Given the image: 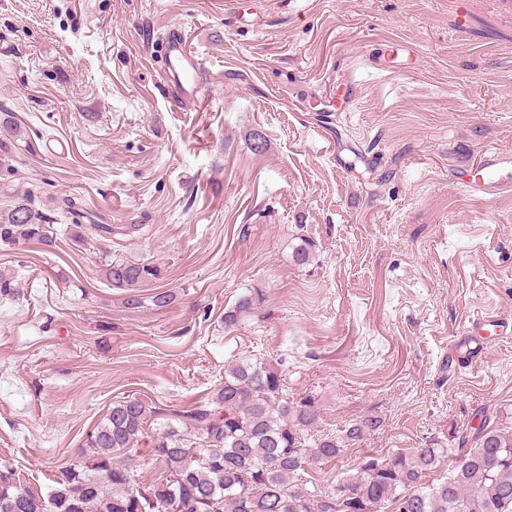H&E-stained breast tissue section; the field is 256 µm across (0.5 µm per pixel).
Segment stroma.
<instances>
[{
	"label": "stroma",
	"instance_id": "obj_1",
	"mask_svg": "<svg viewBox=\"0 0 512 512\" xmlns=\"http://www.w3.org/2000/svg\"><path fill=\"white\" fill-rule=\"evenodd\" d=\"M174 27L207 71L198 108L169 102ZM4 112L28 138L0 149V208L66 190L112 224L113 259L161 266L143 296L176 294L132 312L97 250L0 245V466L22 485L51 486L113 401L187 408L242 357L323 429L381 420L324 484L481 409L512 427V337L458 347L512 318V192L454 179L512 152V0H0ZM474 325L477 336H484L483 334H486V336H501L503 334H506L505 329H507L509 323H505L495 318H486L484 320L477 319V322L475 321ZM485 325L493 327V335L488 334V331L483 330V326ZM477 336H465V342L463 345L468 350L478 349V351L481 353V350L485 348L486 344L483 341H481L480 337Z\"/></svg>",
	"mask_w": 512,
	"mask_h": 512
}]
</instances>
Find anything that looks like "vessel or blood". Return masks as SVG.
<instances>
[{"label":"vessel or blood","instance_id":"b4317fda","mask_svg":"<svg viewBox=\"0 0 512 512\" xmlns=\"http://www.w3.org/2000/svg\"><path fill=\"white\" fill-rule=\"evenodd\" d=\"M166 63V77L175 88L171 103L183 108L196 103L205 83L204 70L195 57L185 53L179 31H171L161 47ZM512 185V153L493 152L480 159L477 173L471 176L469 189L473 196L485 200L504 187Z\"/></svg>","mask_w":512,"mask_h":512}]
</instances>
